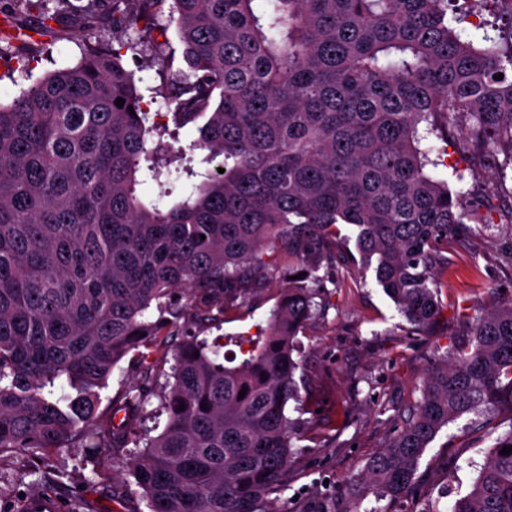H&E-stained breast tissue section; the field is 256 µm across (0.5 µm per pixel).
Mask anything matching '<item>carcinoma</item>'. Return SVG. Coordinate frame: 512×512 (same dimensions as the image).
<instances>
[{
  "instance_id": "cac0c4a2",
  "label": "carcinoma",
  "mask_w": 512,
  "mask_h": 512,
  "mask_svg": "<svg viewBox=\"0 0 512 512\" xmlns=\"http://www.w3.org/2000/svg\"><path fill=\"white\" fill-rule=\"evenodd\" d=\"M44 2L14 0L0 41L16 40V16L33 8V30L60 21ZM255 2L112 0V29L137 34L123 48L162 54L153 32L166 35L165 13L174 24L183 67L167 78L164 114L142 107L120 51L96 44L0 104V453L107 457L164 413L127 466L148 512H289L271 495L285 490L299 439L288 413L296 337L324 302L311 257L350 226L364 269L427 327L448 271L439 247L478 212L427 169L420 131L452 139L463 159L512 163V43L452 27L467 19L448 17L453 0H265L261 12ZM170 122L194 126L189 150L206 152L204 168L165 140ZM185 176L171 206L141 193L149 181L168 197ZM282 251L306 276L288 280L238 364L218 361L220 344L201 337L212 310L246 298L264 257ZM177 290L188 292L182 305ZM186 317L195 331L175 349L158 405L128 390L112 404L123 421L104 418L116 366L146 358ZM470 330L472 345L427 372L419 404L352 477L345 512H389L364 502L413 493L449 423L512 410V299ZM505 446L512 427L451 512H512Z\"/></svg>"
}]
</instances>
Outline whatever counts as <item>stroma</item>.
Listing matches in <instances>:
<instances>
[{
  "instance_id": "stroma-1",
  "label": "stroma",
  "mask_w": 512,
  "mask_h": 512,
  "mask_svg": "<svg viewBox=\"0 0 512 512\" xmlns=\"http://www.w3.org/2000/svg\"><path fill=\"white\" fill-rule=\"evenodd\" d=\"M86 4L48 0L49 11L61 12L62 18L39 37L30 73L0 59L1 103H10L31 79L81 58ZM121 62L133 73L145 109L166 112L158 75L162 60L127 52ZM424 146L438 162L435 177L468 201L482 202L497 219L492 224L471 222L469 231L449 239L443 252L448 270L441 278L440 314L428 331L408 323L371 273L351 261L355 244L349 227L330 239L320 260L325 310L297 336L300 366L294 379L304 401L305 426L295 444L285 493L290 512H317L327 499L343 504L350 477L385 447L420 399L427 369L468 344L469 319L512 296V164L461 160L454 146L435 137ZM269 263L271 276L263 287L245 303L226 307L221 326L205 333L210 340L223 338L226 356L240 354V339L265 327L296 268L284 254ZM511 427L512 414L505 410L481 417L466 414L449 423L420 460L415 495L393 503L392 512H449L471 489L495 438ZM126 460L120 452L98 464L81 451L65 450L56 454L55 464L66 476L54 484L26 457L0 454V512H22L33 498L54 500L70 512L77 496L85 501V512H138L141 498L124 483Z\"/></svg>"
}]
</instances>
